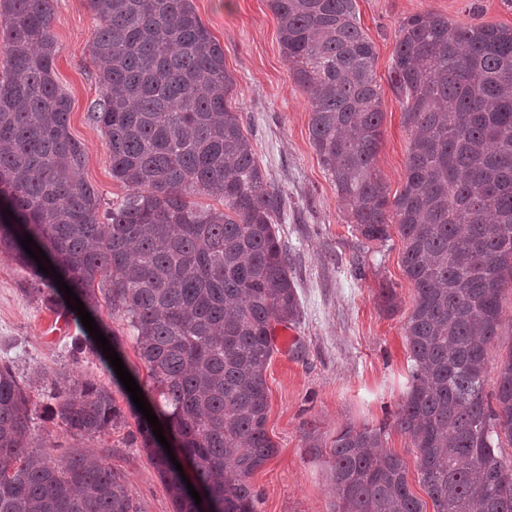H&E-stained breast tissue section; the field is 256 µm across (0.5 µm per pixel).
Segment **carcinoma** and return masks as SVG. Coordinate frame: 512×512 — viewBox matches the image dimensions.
Listing matches in <instances>:
<instances>
[{
	"label": "carcinoma",
	"mask_w": 512,
	"mask_h": 512,
	"mask_svg": "<svg viewBox=\"0 0 512 512\" xmlns=\"http://www.w3.org/2000/svg\"><path fill=\"white\" fill-rule=\"evenodd\" d=\"M112 178L128 193L105 213L80 178L84 150L68 129L50 33L54 0H0V252L33 272L31 292L59 315L20 238L30 234L95 314L105 302L136 336L143 396L178 442L192 485L217 512H258L249 478L276 453L268 436L265 373L276 324L300 302L276 225L285 200L267 189L242 113L229 105L224 50L191 0H88ZM297 85L311 105L310 136L350 223L368 242L397 230L416 291L405 338L411 381L396 428L416 449L433 512H512V352L500 364L497 408L485 403L490 345L512 287V27L403 19L391 83L410 136L405 183L394 196L375 167L383 104L375 46L355 0H269ZM204 194L224 208L189 197ZM10 214L3 215V212ZM52 414L95 436L125 422L112 392L73 374L55 382ZM30 401L0 364V512H142L125 476L101 459H55L31 449ZM141 444L176 512H198L181 473ZM383 429H342L334 440L337 512H426L408 466Z\"/></svg>",
	"instance_id": "1"
}]
</instances>
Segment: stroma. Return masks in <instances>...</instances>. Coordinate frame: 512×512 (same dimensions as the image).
Returning <instances> with one entry per match:
<instances>
[{"instance_id": "1", "label": "stroma", "mask_w": 512, "mask_h": 512, "mask_svg": "<svg viewBox=\"0 0 512 512\" xmlns=\"http://www.w3.org/2000/svg\"><path fill=\"white\" fill-rule=\"evenodd\" d=\"M197 16L224 50L233 77L230 104L241 112L267 187L285 197L282 241L301 302L293 344L278 346L267 369V432L276 454L250 478L262 493L259 512H336L331 487V446L345 427L380 428L387 449L414 464L409 439L395 426L408 391L410 359L405 327L415 290L401 264L403 243L366 242L353 230L336 188L310 137L311 106L282 51L268 0H191ZM434 12L458 25L512 26V0H356L357 19L376 49L375 75L384 117L376 169L389 194L403 188L409 135L402 99L390 82L399 23ZM95 20L86 0H56L51 31L60 51L53 69L71 101L69 132L85 152L82 178L102 208L127 193L113 179L106 139L90 118L99 98L91 56ZM29 268L0 252V363H8L30 397L31 445L60 459L75 451L107 459L121 471L143 512H174L146 452L130 445L134 417L94 437L73 433L50 417L53 379L71 373L110 390L121 409L131 397L101 351L72 355L85 335L77 313L58 317L29 294ZM393 288L395 310L381 289ZM502 323L490 351L484 395L494 403L497 367L512 350V288L501 295Z\"/></svg>"}]
</instances>
